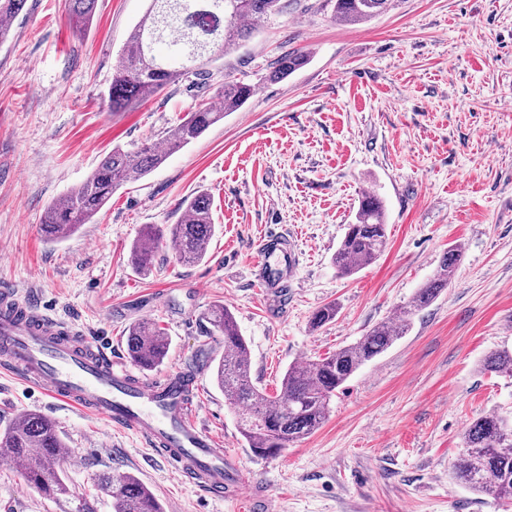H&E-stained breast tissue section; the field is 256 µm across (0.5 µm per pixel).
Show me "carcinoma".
Here are the masks:
<instances>
[{
	"mask_svg": "<svg viewBox=\"0 0 512 512\" xmlns=\"http://www.w3.org/2000/svg\"><path fill=\"white\" fill-rule=\"evenodd\" d=\"M27 0H0V45L7 42L11 21ZM97 0H67L79 25L92 21ZM389 0H335L336 18L345 24L367 21L388 8ZM282 9L281 0H150V6L131 32L121 61L112 73L104 98L107 111L126 112L140 101L160 95L168 87L186 81L194 86L206 80L205 65L248 39L268 15ZM304 53L281 56L267 76L286 78L307 63ZM255 87L224 77L219 99L200 104L189 116L171 127L160 148L146 143L134 152L115 147L77 187L47 209L42 232L59 242L90 222L123 185L159 167L174 151L190 144L224 114L240 109ZM182 215L174 224L146 226L134 243L133 266L150 270L155 248L164 238L175 246L185 263L201 261L215 234L211 198L201 193L181 203ZM387 243L381 201L367 195L359 201L355 222L347 225L333 263L343 276H351L373 263ZM461 248L443 256L434 276L413 300L398 309L395 320L384 323L353 344L286 370L281 388L273 397L263 395L251 376L249 346L239 333L228 307L215 304L209 310L215 331L224 336V354L213 359V379L224 401L238 410L240 433L252 452L272 457L316 431L325 421L332 396L362 366L391 347L410 329L417 312L429 306L455 278ZM126 345L131 362L151 371L166 359L167 336L148 322L129 325ZM491 373L512 375V351L491 352L483 361ZM64 448L55 423L29 413L24 420L0 431V453L24 461L27 481L46 496L68 493L60 472ZM453 477L471 491L512 501V419L490 414L474 420L463 435L462 451L452 465ZM97 487L112 500L113 512H163L154 494L130 474L102 472Z\"/></svg>",
	"mask_w": 512,
	"mask_h": 512,
	"instance_id": "1",
	"label": "carcinoma"
}]
</instances>
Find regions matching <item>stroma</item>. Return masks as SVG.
<instances>
[{
	"mask_svg": "<svg viewBox=\"0 0 512 512\" xmlns=\"http://www.w3.org/2000/svg\"><path fill=\"white\" fill-rule=\"evenodd\" d=\"M148 5L98 0L80 33L66 0H27L13 20L0 45V281L122 357L131 323L165 332L168 356L145 380L198 372L204 426L243 456L276 512H512L451 469L469 423L512 415V377L481 368L491 351L512 349V0H394L354 25L336 20L332 0H289L208 64L205 85L109 112L104 94ZM292 51L307 64L268 80ZM228 73L256 88L241 109L116 190L67 240L44 239L48 206L105 153L161 142L218 97ZM196 193L211 197L216 226L205 258L182 263L165 244L138 271L130 253L143 226L175 223L179 202ZM367 193L384 206L387 246L345 277L332 258ZM271 227L300 261L287 297L273 302L253 267ZM455 245V279L336 393L322 427L277 456H255L212 380L224 338L210 307L230 308L252 376L272 395L289 365L390 320ZM328 304L335 319L312 328ZM30 412L52 419L69 450L60 467L70 493L45 496L0 462V512H75L81 496L93 512H112L94 487L104 471L140 479L164 512H240L201 497L137 436L0 371V430Z\"/></svg>",
	"mask_w": 512,
	"mask_h": 512,
	"instance_id": "stroma-1",
	"label": "stroma"
}]
</instances>
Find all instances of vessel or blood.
<instances>
[{
	"instance_id": "b4317fda",
	"label": "vessel or blood",
	"mask_w": 512,
	"mask_h": 512,
	"mask_svg": "<svg viewBox=\"0 0 512 512\" xmlns=\"http://www.w3.org/2000/svg\"><path fill=\"white\" fill-rule=\"evenodd\" d=\"M256 266L269 287L294 277L299 260L292 243L270 230L258 243ZM0 369L54 401L138 436L201 495L219 500L227 494L250 512H274L273 499L249 485L241 459L224 451L202 424V407L193 402L181 371L160 381L139 379L101 341L20 300L8 281L0 283ZM229 473L236 482L228 492Z\"/></svg>"
}]
</instances>
